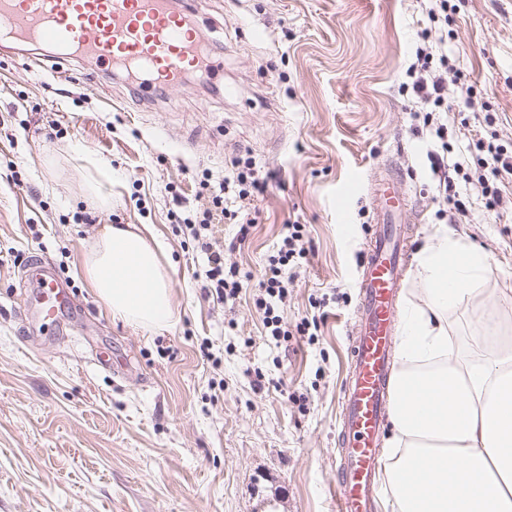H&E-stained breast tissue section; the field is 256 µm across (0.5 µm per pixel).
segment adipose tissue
I'll use <instances>...</instances> for the list:
<instances>
[{"instance_id": "adipose-tissue-1", "label": "adipose tissue", "mask_w": 512, "mask_h": 512, "mask_svg": "<svg viewBox=\"0 0 512 512\" xmlns=\"http://www.w3.org/2000/svg\"><path fill=\"white\" fill-rule=\"evenodd\" d=\"M160 244L132 224L103 225L83 272L113 319L163 328L173 319ZM487 271L483 252L440 227L418 255L423 304L409 305L392 377L384 450L387 512H512V339L465 354L448 312Z\"/></svg>"}]
</instances>
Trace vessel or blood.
I'll return each instance as SVG.
<instances>
[{
  "mask_svg": "<svg viewBox=\"0 0 512 512\" xmlns=\"http://www.w3.org/2000/svg\"><path fill=\"white\" fill-rule=\"evenodd\" d=\"M0 36L126 67L149 88H176L189 69L209 75L222 66L209 54L194 13L173 10L170 0H0ZM401 180L387 171L371 188L378 220L364 249L360 317L342 390L336 512H373L380 491L379 447L398 355L397 295L410 251L412 210Z\"/></svg>",
  "mask_w": 512,
  "mask_h": 512,
  "instance_id": "b4317fda",
  "label": "vessel or blood"
}]
</instances>
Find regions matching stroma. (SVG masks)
Masks as SVG:
<instances>
[{
  "instance_id": "35a3bbf8",
  "label": "stroma",
  "mask_w": 512,
  "mask_h": 512,
  "mask_svg": "<svg viewBox=\"0 0 512 512\" xmlns=\"http://www.w3.org/2000/svg\"><path fill=\"white\" fill-rule=\"evenodd\" d=\"M186 4L224 59L208 88L144 92L90 58L31 67L0 41V512H335L376 166L391 157L405 173L418 251L448 222L432 154L470 169L477 139L512 150V0H460L447 33L430 34L475 84L444 143L419 134L423 105L402 88L417 0ZM245 156L265 190L234 208L254 225L239 243L238 225L221 224L216 241L257 279L283 225H303L284 338L264 328L258 289L205 297L204 258L172 223L207 204L201 178L218 183ZM90 157L112 169L99 185L110 207L88 191ZM455 184L470 206L452 230L489 262L479 294L448 313L470 351L488 324L512 335V183L492 211ZM106 224L146 225L162 245L169 326L113 320L90 287L82 258ZM306 316L310 337L295 331Z\"/></svg>"
}]
</instances>
